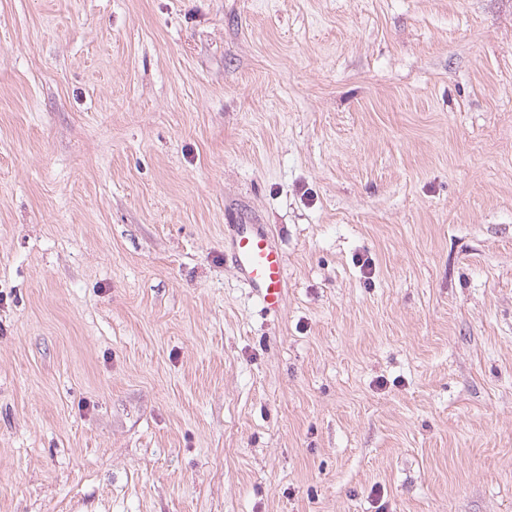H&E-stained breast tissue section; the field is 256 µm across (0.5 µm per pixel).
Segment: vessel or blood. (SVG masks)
I'll return each mask as SVG.
<instances>
[{
	"mask_svg": "<svg viewBox=\"0 0 512 512\" xmlns=\"http://www.w3.org/2000/svg\"><path fill=\"white\" fill-rule=\"evenodd\" d=\"M229 245L237 273L252 288L262 308L279 311L285 300V264L282 252L268 233L237 224Z\"/></svg>",
	"mask_w": 512,
	"mask_h": 512,
	"instance_id": "vessel-or-blood-1",
	"label": "vessel or blood"
}]
</instances>
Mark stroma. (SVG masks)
<instances>
[{"instance_id": "35a3bbf8", "label": "stroma", "mask_w": 512, "mask_h": 512, "mask_svg": "<svg viewBox=\"0 0 512 512\" xmlns=\"http://www.w3.org/2000/svg\"><path fill=\"white\" fill-rule=\"evenodd\" d=\"M0 512H512V0H0ZM232 263L241 279L268 312L279 311L285 300V264L268 233L250 224H234L229 241Z\"/></svg>"}]
</instances>
